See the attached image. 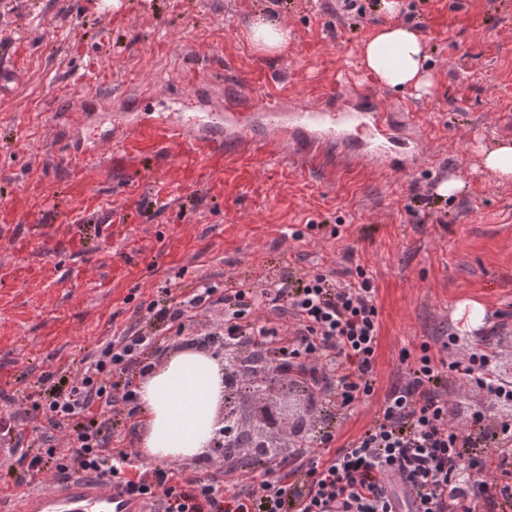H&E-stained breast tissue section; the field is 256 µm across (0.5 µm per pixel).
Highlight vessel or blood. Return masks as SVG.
<instances>
[{"label":"vessel or blood","instance_id":"vessel-or-blood-1","mask_svg":"<svg viewBox=\"0 0 512 512\" xmlns=\"http://www.w3.org/2000/svg\"><path fill=\"white\" fill-rule=\"evenodd\" d=\"M345 101L352 105L351 115L336 113L326 118L323 108L304 107L296 118L281 128L282 140L300 156L321 158L329 143L340 141L339 122L352 118L364 126L371 140L366 153L376 164H384V144L393 142L402 131L395 113L389 112L375 96L351 92L347 83H339L328 101ZM230 108L228 118L233 131V142L242 149L261 146L263 136L256 134L251 125L241 123L237 112L241 109L260 108L278 111L279 100H262L236 92L226 95ZM224 136L221 127L200 123L193 116L176 121L164 112H156L141 121L123 136L114 139L109 155H101L97 142H80L63 152L62 158L75 171H82L87 162L99 165L103 173H111L113 164L135 160L149 155L162 159L163 149L178 150L183 159L194 168L212 173L224 164ZM10 512H147L142 502L117 487L105 477L71 475L52 480L48 487L29 491L13 500Z\"/></svg>","mask_w":512,"mask_h":512}]
</instances>
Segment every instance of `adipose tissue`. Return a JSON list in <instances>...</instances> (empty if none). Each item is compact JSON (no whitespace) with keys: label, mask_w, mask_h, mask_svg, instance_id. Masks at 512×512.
Listing matches in <instances>:
<instances>
[{"label":"adipose tissue","mask_w":512,"mask_h":512,"mask_svg":"<svg viewBox=\"0 0 512 512\" xmlns=\"http://www.w3.org/2000/svg\"><path fill=\"white\" fill-rule=\"evenodd\" d=\"M426 43L413 26L391 23L364 42L360 63L385 88L429 92ZM137 447L148 460L179 461L203 454L217 430L224 371L215 358L190 350L172 353L139 381Z\"/></svg>","instance_id":"1"}]
</instances>
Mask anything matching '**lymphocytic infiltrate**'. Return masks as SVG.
I'll return each mask as SVG.
<instances>
[{
  "label": "lymphocytic infiltrate",
  "mask_w": 512,
  "mask_h": 512,
  "mask_svg": "<svg viewBox=\"0 0 512 512\" xmlns=\"http://www.w3.org/2000/svg\"><path fill=\"white\" fill-rule=\"evenodd\" d=\"M218 301L224 319L208 335L217 349L275 351L281 372L305 379L340 411L374 395L380 323L375 288L366 275L353 282L326 273L296 280L286 274L261 289L234 280L220 288L206 282L170 305L143 302L138 311L180 333L193 312ZM261 310L267 318H258ZM156 345V337L129 327L98 344L88 366L67 385L50 388L54 374L44 372L39 382L49 391L31 406L42 423L41 451H25L13 428L0 431L1 439L19 449L18 465L32 474L111 477L153 512H494L498 502L512 501V485L505 482L512 475V424L501 423L496 432V461L471 458L466 467L474 476L463 478L462 451L479 441L488 412L475 411L472 429L460 430L438 388L443 369L426 350L410 364L404 383L385 396L368 429L339 449L333 431H319L301 444L290 467L261 460L265 478L258 488L240 490L235 477L191 478L173 463L139 466L129 448L112 446L109 413L117 407L130 418L138 413L135 379L152 370L147 356ZM494 357L486 345L449 362L446 370L484 391L490 406L512 404V385L490 372ZM59 431L69 434L68 450L54 444Z\"/></svg>",
  "instance_id": "obj_1"
}]
</instances>
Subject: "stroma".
<instances>
[{
  "label": "stroma",
  "instance_id": "obj_1",
  "mask_svg": "<svg viewBox=\"0 0 512 512\" xmlns=\"http://www.w3.org/2000/svg\"><path fill=\"white\" fill-rule=\"evenodd\" d=\"M350 26L329 0H0V66L24 55L22 77L0 94V412L18 415L30 453L41 447L29 416L46 371H76L95 343L138 322L140 302L166 304L202 283L235 278L268 287L284 273L361 267L376 288L381 340L375 395L339 412L313 388V408L294 441L331 428L336 446L361 434L379 403L404 381L406 357L429 344L435 359L466 358L490 343L494 376L512 374V182L482 174L485 146L512 141V0H398ZM288 29L279 53L250 40L256 13ZM410 20L427 43L430 95L380 87L358 65L360 45L390 20ZM409 115L426 156L410 170L348 163L335 153L304 164L269 139L259 150L224 143V172L196 178L136 160L103 179L83 172L84 199L57 163L66 140L114 137L101 116L65 131L64 116L90 99L141 96L166 112H216L225 91L324 105L341 80ZM465 181L456 198L438 194ZM111 210L104 236L83 223L85 207ZM484 306L466 330L458 303ZM223 305L183 334L160 331L149 359L162 363L204 338ZM458 343L443 348L449 334ZM442 391L450 416L469 429L486 399L457 375Z\"/></svg>",
  "mask_w": 512,
  "mask_h": 512
}]
</instances>
